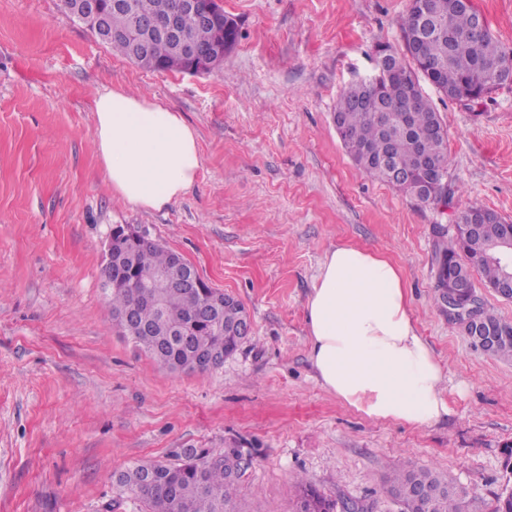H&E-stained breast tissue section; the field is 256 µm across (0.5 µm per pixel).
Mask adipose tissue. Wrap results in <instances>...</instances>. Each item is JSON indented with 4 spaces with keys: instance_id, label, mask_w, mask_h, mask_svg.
Returning <instances> with one entry per match:
<instances>
[{
    "instance_id": "adipose-tissue-1",
    "label": "adipose tissue",
    "mask_w": 512,
    "mask_h": 512,
    "mask_svg": "<svg viewBox=\"0 0 512 512\" xmlns=\"http://www.w3.org/2000/svg\"><path fill=\"white\" fill-rule=\"evenodd\" d=\"M94 105V151L113 195L161 210L196 185V133L181 113L123 87L96 93ZM306 323L315 377L337 399L374 420L421 427L447 417L445 370L389 256L352 244L331 249Z\"/></svg>"
}]
</instances>
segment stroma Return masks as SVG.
I'll list each match as a JSON object with an SVG mask.
<instances>
[{
	"label": "stroma",
	"instance_id": "1",
	"mask_svg": "<svg viewBox=\"0 0 512 512\" xmlns=\"http://www.w3.org/2000/svg\"><path fill=\"white\" fill-rule=\"evenodd\" d=\"M512 52V0H473ZM410 0H224L240 37L223 66L148 71L103 45L63 0H0V512H105L130 464L177 448H254L238 512H293L294 481L400 512L399 461L436 470L493 512L512 486V360L475 347L435 302L433 228L481 205L512 219V84L466 106L421 86L462 193L439 214L352 162L333 122L376 50L403 51ZM124 86L182 112L196 186L160 211L113 196L92 141L94 97ZM135 224L248 311L222 367L172 372L114 325L103 243ZM349 243L403 270L447 374L430 426L369 419L315 379L305 305L326 253Z\"/></svg>",
	"mask_w": 512,
	"mask_h": 512
}]
</instances>
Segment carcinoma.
<instances>
[{"mask_svg":"<svg viewBox=\"0 0 512 512\" xmlns=\"http://www.w3.org/2000/svg\"><path fill=\"white\" fill-rule=\"evenodd\" d=\"M112 8V0L104 3L107 28L125 31L136 17L163 19L178 12L179 0H121ZM428 9L443 22V28L425 42L422 52L412 50L410 38L417 27L418 11L410 7L402 19L401 31L405 55L387 46H379L377 55L390 57L397 69L414 75H428L436 69L433 86L445 97L477 104L498 89L497 67L512 61L491 32L475 38L472 35L474 13L458 8L454 0H426ZM180 25L203 49L211 47L212 28L202 24L193 14L180 15ZM101 43L128 59L132 41L126 37H107ZM149 62L136 60L151 69H180L168 43L155 40L150 45ZM378 93L396 99L395 87L375 74L350 85L337 103L336 131L355 164L370 178L388 183L405 194L409 185L421 182L418 173L426 165L448 173L447 130L441 116L423 93L411 103H402L388 113L383 125L367 105ZM389 157L401 172L412 176L410 184L393 181L390 169L379 159ZM482 211L486 218L479 231L471 236H452L439 244L437 287L445 281L469 278L480 271L488 284L497 283L503 274V263L489 257L488 249L512 228V222L496 211L470 205L455 214L461 223L467 213ZM130 248L132 259L103 266V281L119 280L121 286L111 289L109 302L112 319L128 311L129 324L119 326L135 346L148 353L159 365L183 373L207 374L211 368L194 363L197 355L234 354L242 342L235 334L244 306L236 299L224 303L220 314L224 329L210 324L206 304L213 288H171L163 294L161 305L144 301L135 283L146 274H156L168 267L173 251L144 237L134 244L116 242V248ZM255 457V449L243 450L237 445L227 448H187L174 454L175 461L136 462L122 472L119 497L141 504L142 512H236L234 499L240 479L230 478L231 470L246 471L243 452ZM295 512H337L338 501L321 494L304 477L296 478ZM387 492L403 507V512H464L461 492L431 468L400 464L387 477Z\"/></svg>","mask_w":512,"mask_h":512,"instance_id":"carcinoma-1","label":"carcinoma"}]
</instances>
